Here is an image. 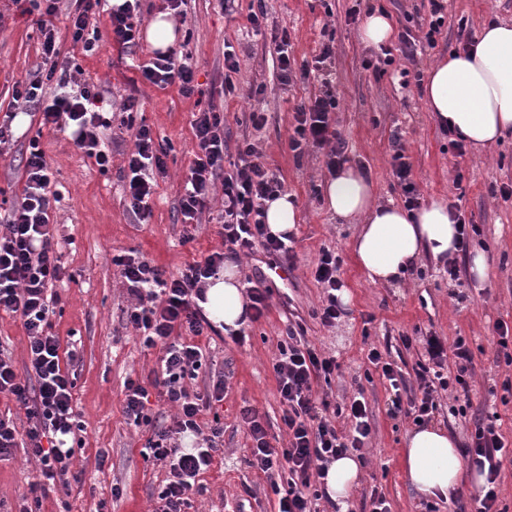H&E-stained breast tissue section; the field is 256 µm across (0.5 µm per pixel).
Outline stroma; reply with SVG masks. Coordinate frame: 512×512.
<instances>
[{
  "mask_svg": "<svg viewBox=\"0 0 512 512\" xmlns=\"http://www.w3.org/2000/svg\"><path fill=\"white\" fill-rule=\"evenodd\" d=\"M373 4L390 16L397 33L389 43L396 52L390 66L380 64V47L362 41L364 19L352 14L355 0H186L182 15L175 19L185 42L183 55L195 66L197 81L210 92L211 103L226 116L228 149L246 140L254 143L280 174L286 191L296 193L300 201L293 262L281 267L261 251L242 260V276L263 275L271 290L267 316L250 322L244 344L214 331L199 339L209 353L211 370L189 380L188 387L206 393L211 374L223 375L224 399L203 412L200 424L209 427L213 417H220L224 447L198 477L191 512H276L268 481L249 464L250 440L240 411L256 408L268 420L278 445L287 444L280 428L283 406L273 365L289 320L298 317L309 341L341 364L340 375L326 387L332 407L363 396L372 426L361 451V476L345 508L323 501L321 512H368L363 496L374 488L385 496L390 512H473L477 490L470 479H463L455 498L448 501L422 499L410 487L400 450L415 423L390 414L391 392L367 358L370 348H378L407 380H414L424 349L417 342L405 345L403 339L418 330L450 341L466 338L474 356L473 410L479 416L499 413L506 446L512 450V402L501 401L512 366L498 358L492 343L497 321L512 325V196L501 193L512 186V134L485 149L456 155L448 134L427 110L420 80L436 60L461 50L466 38L477 37L484 25L512 23V0H443L445 23L432 47L424 39L431 0ZM257 6L266 13L262 33L247 20ZM73 8L74 0H60L55 19L57 64L72 76L69 91L79 92L87 83L96 86L104 97V111L117 120L124 99L138 98L140 113L168 158L166 174L157 179L151 216L142 222L124 193L126 157L133 148L129 132H101L112 154V164L103 173L69 131H42L46 160L61 192L59 202L52 205L51 221L58 228L64 277L53 288L57 304L50 331L59 336L63 351L74 354L68 367L75 375L74 405L84 430L74 453L75 479L68 492L49 491L40 512H152L168 469L144 460L141 451L154 427L170 424L176 410L154 403L151 425L138 428L122 415L126 378H153L159 352L144 348L126 321L132 300L112 257L133 252L174 274L187 262L223 250L218 222L224 182L216 180L210 207L199 224L184 229L178 200L193 159L194 99L184 97L177 87L161 89L142 81L137 66L152 56L146 44L127 52L104 40L90 52L73 44L66 29V16ZM22 9L21 0H0V119L12 109L14 85L43 63L41 35ZM282 27L288 30L289 56L298 64L317 54L321 43H332L325 76L338 101L334 118L346 142L348 164L363 170L375 184L378 202L402 200L392 175V143L397 140L405 149L422 202L445 201L478 224L471 244L485 253V282L475 279L467 256L460 260V273L453 281L441 265L425 257L396 285L365 281L350 248L357 225L336 220L322 201L329 177L323 150L310 147L297 158L288 149L295 105L318 95L321 84H281L270 32ZM404 32L411 33L417 44V53L410 58L400 51L398 36ZM228 43L239 54V69L232 76L236 90L226 95L221 84ZM252 87L260 93L250 98L246 92ZM253 112L267 113L264 127H252L248 116ZM41 118L40 107L32 106L15 121L19 133L0 144V194L5 198H14L24 181L28 139L21 131H40ZM187 232L193 235L188 242L183 239ZM324 248L340 255L350 296L332 327L315 316L323 291L313 270ZM283 268L288 271L284 277L279 274ZM101 449L107 453L102 463L97 460ZM37 477V464L24 448H16L11 461L0 463V512H17L21 494Z\"/></svg>",
  "mask_w": 512,
  "mask_h": 512,
  "instance_id": "stroma-1",
  "label": "stroma"
}]
</instances>
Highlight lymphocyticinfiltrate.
<instances>
[{"label":"lymphocytic infiltrate","mask_w":512,"mask_h":512,"mask_svg":"<svg viewBox=\"0 0 512 512\" xmlns=\"http://www.w3.org/2000/svg\"><path fill=\"white\" fill-rule=\"evenodd\" d=\"M58 0H28L26 12L43 37L42 56L47 68L38 69L28 83L16 85L13 100L16 109L31 105L42 107L43 125L66 128L88 158L94 159L100 171H107L109 152L102 149L99 128L110 121L95 107L101 103L98 91L83 88L78 94L67 93L65 77L59 76L52 60L58 54L54 20ZM101 0H76V8L67 15V29L73 43L92 49L101 38H108L120 50L127 51L139 43L144 17L139 0H125L111 9L107 31L91 29L90 19ZM278 55L279 79L283 85L319 77L332 55L330 44H323L319 54L293 67L288 55V34L272 36ZM144 81L160 87H178L183 96L198 93L194 68L182 62L177 53L157 52L149 62L140 65ZM57 82L60 92L44 101L43 86ZM337 107L332 87H324L320 95L294 109L295 124L288 137V148L302 157L308 146L325 149L326 166L335 170L345 162L346 145L333 114ZM123 127L130 131L134 148L127 157L129 202L140 220L151 215L150 201L156 192V177L167 169L168 153L156 143L151 127L138 121L136 99L123 105ZM194 160L179 200L181 222L197 223L206 209L216 178L224 180V222L221 236L223 251L208 254L187 263L175 275L143 258L127 254L113 256L123 283L134 303L127 321L142 331V343L159 348L160 370L152 380L127 379L124 383L122 413L127 423L141 425L148 420L151 394H158L175 405L178 414L170 425L158 428L148 439L142 452L144 459L167 463L169 478L158 495L155 512H189L190 493L197 477L212 465L224 442V425H211L202 434L199 418L212 402L223 401V379L213 381L209 393L199 395L187 388L203 366L204 351L199 336L210 323L197 301L204 296L208 278L216 275L226 254L250 256L263 250L280 261L294 256V235H272L266 224V203L284 191L277 173L261 159L253 143L243 142L233 163L232 173L224 171V115L215 107L195 112L191 121ZM25 184L19 202L11 205L5 224L0 225V312L20 317L28 338L27 352L32 380H21L9 356L0 353V397L13 399L24 408L30 426L19 434L13 421L0 417V462L11 460L15 448L25 446L29 457L39 465V475L22 494L19 512H35L50 487L66 484L73 467V449L65 445L66 437L75 435L82 425L74 410L75 381L61 364V344L51 331L55 297L49 289L60 281L63 267L55 248V226L50 222L52 189L51 173L39 137H31L25 161ZM315 280L323 290L324 300L318 311L323 325H335L343 308L337 298L344 286L341 259L328 250L321 251L315 269ZM425 361L416 371V391H408L401 372L382 361L378 351H370L369 360L379 366L394 394L392 415H404L416 422L430 420L437 409L440 393L461 391L463 401L451 406L452 416H466L472 406L467 378L474 369L473 353L459 337L447 342L434 334L421 339ZM279 356L273 366L277 389L283 405L282 422L288 430L287 447L273 445L258 411L242 408L240 417L252 442L251 467L271 477L277 498V512H318L313 491V472H325L331 460L361 450L371 434L368 408L363 399H353L349 406V432L338 431L327 418L330 406L327 396L319 394V379H330L339 372L335 357L317 352L305 337L302 324L289 325L286 336L278 343ZM498 414L476 419L471 441L465 454L486 482L476 500V512H499L497 481L508 456L504 437L498 425ZM181 434L202 435L194 451L179 447ZM287 471L286 481L276 482V472Z\"/></svg>","instance_id":"lymphocytic-infiltrate-1"}]
</instances>
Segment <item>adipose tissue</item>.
I'll return each mask as SVG.
<instances>
[{"instance_id": "1", "label": "adipose tissue", "mask_w": 512, "mask_h": 512, "mask_svg": "<svg viewBox=\"0 0 512 512\" xmlns=\"http://www.w3.org/2000/svg\"><path fill=\"white\" fill-rule=\"evenodd\" d=\"M425 103L437 121L476 148L492 145L512 132V24L482 29L470 50L454 52L429 71ZM323 199L337 219L359 222L352 256L366 281L393 285L420 257L441 262L456 251L457 229L444 201L410 211L376 201L374 183L351 165L327 180ZM249 302L240 266L225 261L210 278L200 307L213 328L232 333L249 322ZM402 466L411 488L424 498H448L459 485L465 464L448 430L424 425L405 438ZM361 461L349 454L332 461L320 482L328 498L345 504L358 482Z\"/></svg>"}]
</instances>
